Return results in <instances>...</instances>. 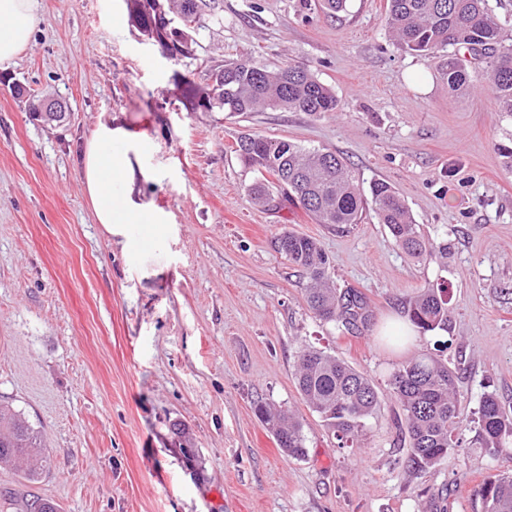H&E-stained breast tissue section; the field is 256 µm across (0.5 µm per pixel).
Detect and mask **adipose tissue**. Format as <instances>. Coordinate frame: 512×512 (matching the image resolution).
I'll return each mask as SVG.
<instances>
[{"instance_id":"adipose-tissue-1","label":"adipose tissue","mask_w":512,"mask_h":512,"mask_svg":"<svg viewBox=\"0 0 512 512\" xmlns=\"http://www.w3.org/2000/svg\"><path fill=\"white\" fill-rule=\"evenodd\" d=\"M37 0H0V68H8L28 47L34 31ZM117 135L102 123L86 140L81 155L80 177L104 230L153 215L129 196L134 168L127 152L117 149Z\"/></svg>"}]
</instances>
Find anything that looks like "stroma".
<instances>
[{"instance_id":"1","label":"stroma","mask_w":512,"mask_h":512,"mask_svg":"<svg viewBox=\"0 0 512 512\" xmlns=\"http://www.w3.org/2000/svg\"><path fill=\"white\" fill-rule=\"evenodd\" d=\"M387 0H347L333 16L304 0H220L200 42L212 64L252 55L302 64L338 112H190L176 64L131 26L124 0H38L36 29L0 70V400L43 430L36 484L0 466V487L60 512H484L478 490L512 459L483 449L473 423L487 393L512 406V119L488 77L448 90L446 53L401 51ZM61 98V123L26 97ZM124 134L131 198L161 222L150 250L97 224L79 176L92 131ZM342 156L360 188L404 197L445 250L409 257L374 216L315 223L301 208L254 206L255 175L232 147L244 133ZM285 231L316 238L339 287L359 291L372 325L348 331L307 308L302 273L277 252ZM446 287L448 328L385 336L424 289ZM315 347L368 376L385 398L357 447L343 448L303 403L299 351ZM437 352L458 376L465 461L415 469L387 397L402 362ZM294 414L307 455L288 458L254 413ZM196 453L184 456L173 423Z\"/></svg>"}]
</instances>
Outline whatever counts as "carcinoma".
I'll list each match as a JSON object with an SVG mask.
<instances>
[{"mask_svg": "<svg viewBox=\"0 0 512 512\" xmlns=\"http://www.w3.org/2000/svg\"><path fill=\"white\" fill-rule=\"evenodd\" d=\"M216 0H125L131 25L146 39L161 40L159 47L186 59L195 69L210 71L209 60L196 40L202 17H191L187 6L206 7ZM386 24L404 52L430 56L448 50V87L456 92L470 84L466 56L482 61L490 72V90L496 111L512 117V42L488 7L487 0H388ZM224 80L216 86L189 75L173 77L180 101L190 112L217 99L216 112L260 110L336 112L339 102L332 88L306 67L288 62L267 70L252 56H240L217 66ZM233 152L255 174L249 192L267 210L287 204L304 209L320 224H359L366 208L386 225L396 243L412 256H431L442 250L412 222L404 199L386 181L370 185L364 193L350 175L342 156L332 151L307 149L296 143L260 134H244ZM279 253L306 275L304 298L315 317L347 330L367 329L372 313L362 294L333 285L325 253L313 237L281 233L274 242ZM408 320L421 332L445 331L448 306L441 291L427 288L409 301ZM296 388L308 408L316 412L344 447L364 431L367 419L381 402L372 382L345 362L320 350L304 349L297 355ZM390 395L399 404L408 445L409 462L431 467L450 455H464L463 416L457 398L456 373L436 356L423 354L403 363L392 375ZM255 412L272 430L278 447L288 457L307 455L301 424L259 403ZM478 438L492 456L512 455V410L493 393L481 400L475 419ZM0 463L35 483L43 477L47 447L42 431L9 404H0ZM480 495L484 512H512V475L492 474ZM0 500L17 512H58L57 505L36 495L19 498L0 490Z\"/></svg>", "mask_w": 512, "mask_h": 512, "instance_id": "obj_1", "label": "carcinoma"}]
</instances>
